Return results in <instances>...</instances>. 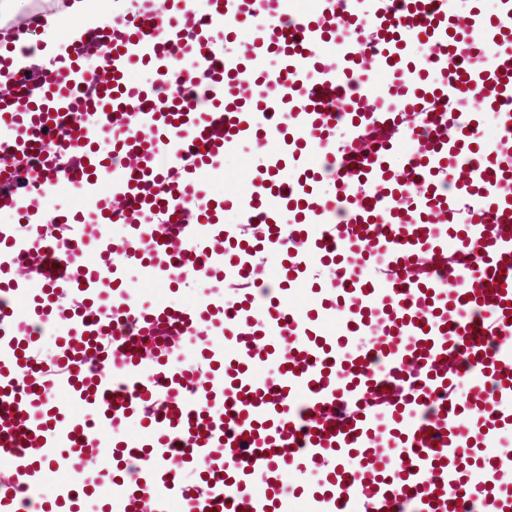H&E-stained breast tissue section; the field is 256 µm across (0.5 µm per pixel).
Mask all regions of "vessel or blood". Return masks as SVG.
I'll return each instance as SVG.
<instances>
[{
  "label": "vessel or blood",
  "instance_id": "b4317fda",
  "mask_svg": "<svg viewBox=\"0 0 512 512\" xmlns=\"http://www.w3.org/2000/svg\"><path fill=\"white\" fill-rule=\"evenodd\" d=\"M199 17L187 0H154L142 8L112 0L115 25L92 34L110 79L97 84L82 69V46L61 58L63 78L24 75L25 92L0 97V156L39 150L31 181L60 190L62 160L77 159L76 213L48 221L65 238L33 226L28 237L0 234V272L21 265L31 248L46 255L40 300L8 281L0 299V458L11 468L0 481L7 512H53L76 486L92 488L79 463L87 452L120 448L126 478L113 481L107 512H288L282 482L299 469L336 459L332 491L319 512H512V498L492 497L487 483L462 486L449 457L469 453L485 431L512 427V0L495 13L475 8L458 23L448 0H316L313 10L270 22L280 0H209ZM367 19L366 40L349 29ZM245 27L243 52L216 46L219 24ZM398 89L397 106L349 111L333 106L366 70ZM435 47L428 75H408L413 42ZM481 52L482 67L468 56ZM277 57L270 72L263 63ZM150 64L157 87L133 74ZM496 112L498 141L484 144L483 109ZM404 112L424 116L404 150L389 142L356 154L358 140ZM354 141L327 144L340 124ZM262 156L261 178L244 195L218 202L204 177L223 170L241 144ZM324 150L325 164L311 156ZM399 151L402 172L387 159ZM293 167L297 175L281 182ZM332 191H325V180ZM30 195L0 182V207L28 205ZM129 204L131 233L117 246L107 232L108 205ZM242 224H262L253 241L224 225L217 208ZM187 213L176 234L152 225ZM292 216L298 247H287L280 222ZM478 263L457 266L449 253ZM283 252L288 282L306 279L314 258H352L336 275V301L305 311L281 289L257 278L254 257ZM154 280L188 268L210 280L247 281L250 290L223 304L144 305L135 288L113 294L127 262ZM380 274L367 277L365 266ZM335 315L327 335L318 325ZM67 323L49 379L35 354V324ZM223 326L225 339L208 331ZM371 336L349 353L348 339ZM182 336L194 337L210 368L225 381L172 372ZM275 363L277 377L259 375ZM470 380L479 415L462 418L449 376ZM152 408L149 437L120 430L140 408ZM64 448L65 467L45 451ZM397 449L401 463L376 477L372 455ZM205 467L206 491L194 496L173 468L175 458ZM460 501L450 504L449 490Z\"/></svg>",
  "mask_w": 512,
  "mask_h": 512
}]
</instances>
